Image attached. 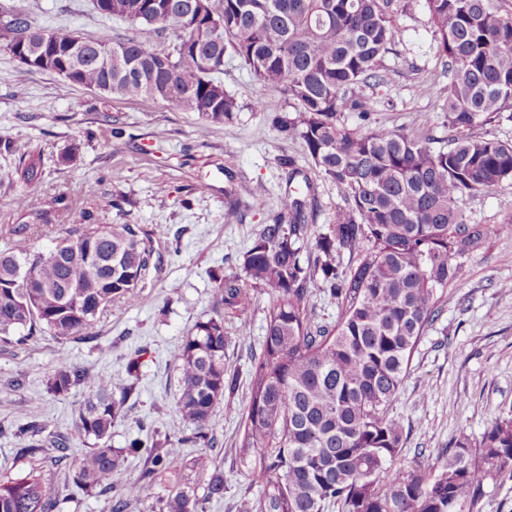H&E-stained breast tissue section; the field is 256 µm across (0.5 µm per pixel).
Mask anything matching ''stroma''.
<instances>
[{
	"mask_svg": "<svg viewBox=\"0 0 512 512\" xmlns=\"http://www.w3.org/2000/svg\"><path fill=\"white\" fill-rule=\"evenodd\" d=\"M391 10L400 42L385 60L383 81L358 89L370 109L368 121L441 141L448 135L443 102L417 91L442 69L424 0H393ZM16 15L88 38L127 29L123 21L102 17L92 0H0V21ZM9 40L0 29V249L7 243L4 228L30 226L35 250L45 252L55 247L61 225L89 218L139 225L150 238L155 264L138 288L137 303L114 300L92 339L60 343L38 331L0 341V476L15 477L33 462L20 452L28 439L19 433L33 397L42 398L52 430L72 453L90 446L74 425L84 389L63 396L47 390L64 358L96 374L133 378L135 391L112 427L113 448L127 449L142 424L160 439L189 433L175 407L174 352L197 322L213 316L216 277L241 274L243 253L280 210L290 166L315 184L318 230L332 223L341 197L303 157L297 139L274 123V116L292 111V100L252 77L239 61L226 62L221 76L241 105L229 134L159 100L109 96L23 66L8 49ZM116 127L121 136H113ZM31 154L41 158V175L27 183L17 169ZM21 193L31 200L28 209L15 205ZM61 196L69 210H57ZM231 199L242 212L236 224L224 221ZM459 206L470 223L492 225L495 232L459 268L390 406L405 425L401 454L413 466L433 465L461 438L480 439L499 409L512 407V293L500 289L512 282V186L463 196ZM272 302L256 293L247 313L225 323L224 369L235 389L215 405L209 421L216 445L207 455L224 471V496L211 500L207 512H245L261 493L238 445L253 357L262 348ZM138 347L144 353L131 374L128 359ZM44 466L54 512H111V494L72 490L68 462L48 459Z\"/></svg>",
	"mask_w": 512,
	"mask_h": 512,
	"instance_id": "stroma-1",
	"label": "stroma"
}]
</instances>
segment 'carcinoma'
Listing matches in <instances>:
<instances>
[{
	"label": "carcinoma",
	"instance_id": "obj_1",
	"mask_svg": "<svg viewBox=\"0 0 512 512\" xmlns=\"http://www.w3.org/2000/svg\"><path fill=\"white\" fill-rule=\"evenodd\" d=\"M448 82L418 87L437 95L448 112V144L430 142L382 125L349 128L345 111L366 120L369 109L355 88L380 82L400 31L391 0H104L98 13L149 27L171 38L156 50L132 30L103 32L86 47L74 83L105 87L124 98L149 97L188 109L233 131L237 99L215 74L236 58L257 80L295 102L275 117L298 139L319 177L336 185L343 204L334 223L317 234L313 181L288 190L280 212L244 252V278L218 280L221 311L195 324L175 351L179 363L176 408L193 426L188 436L160 442L136 438L128 453L150 463L134 479L115 481L125 454L112 448V426L133 390L67 360L48 390L65 395L84 387L75 417L78 435L93 446L71 461L73 485L87 495L113 492L111 512H127L148 497L155 475L178 476L182 449L212 448L213 407L235 387L224 372V321L245 313L254 292L275 302L266 316L262 352L253 371L243 458H260L253 479L262 487L259 512H473L485 481L512 477V410L494 416L480 440L464 438L435 469L408 466L401 450L403 423L389 407L410 358L439 304L448 296L460 260L478 249L491 229L471 224L459 208L466 193L512 185V143L475 130L512 119V15L497 0H425ZM8 46L21 44L31 24L6 23ZM112 49V69L96 61ZM63 259L33 250L32 230H10L0 251V340L20 330L49 331L57 341L90 335L97 317L122 299L134 304L152 252L136 224H64ZM95 244L101 263L89 266ZM348 254L354 264L341 268ZM32 262L37 280L17 274ZM321 283L336 299L332 325H313L308 284ZM20 432L24 452L48 447L67 457L68 441L50 430L41 398L30 400ZM224 493V472L214 468L199 496L175 482L158 498V512H206ZM54 501L41 467L0 477V512H52Z\"/></svg>",
	"mask_w": 512,
	"mask_h": 512
}]
</instances>
